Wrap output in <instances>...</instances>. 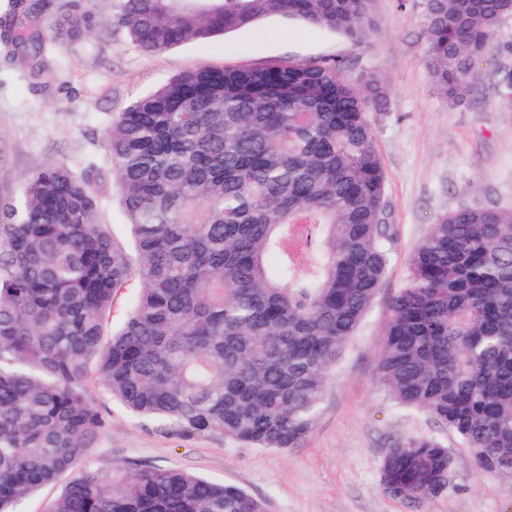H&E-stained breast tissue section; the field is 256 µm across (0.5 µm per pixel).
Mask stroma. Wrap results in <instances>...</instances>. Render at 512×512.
Returning a JSON list of instances; mask_svg holds the SVG:
<instances>
[{
  "label": "stroma",
  "mask_w": 512,
  "mask_h": 512,
  "mask_svg": "<svg viewBox=\"0 0 512 512\" xmlns=\"http://www.w3.org/2000/svg\"><path fill=\"white\" fill-rule=\"evenodd\" d=\"M83 6L87 33L62 44L50 75L33 76L27 63L0 54V201L15 199L48 163L78 174L92 168L101 221L117 242L130 244L106 141L119 112L201 66L338 57L350 62L351 78H374L385 92L369 119L387 175L392 227L382 287L336 365L314 429L298 447H244L219 433L174 435L131 415L95 385L91 392L109 427L94 456L230 483L261 500L265 512H512V486L478 474L448 430L398 407L376 374L391 298L438 216L462 205L512 209V110L501 105L497 86L501 72L512 70V15L502 19L491 49L476 63L473 92L451 106L426 69L423 0H376L378 27L361 42L271 14L256 26L205 44L188 40L157 55L141 51L119 24V0H84ZM425 434L452 454L447 491L420 503L385 492L380 463L387 450Z\"/></svg>",
  "instance_id": "35a3bbf8"
}]
</instances>
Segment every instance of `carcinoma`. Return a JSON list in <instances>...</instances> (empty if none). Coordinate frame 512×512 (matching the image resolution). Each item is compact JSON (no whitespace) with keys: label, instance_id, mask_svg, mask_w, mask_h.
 Instances as JSON below:
<instances>
[{"label":"carcinoma","instance_id":"obj_1","mask_svg":"<svg viewBox=\"0 0 512 512\" xmlns=\"http://www.w3.org/2000/svg\"><path fill=\"white\" fill-rule=\"evenodd\" d=\"M375 0H120L144 52L208 42L268 14L364 39ZM7 53L81 36L65 11L45 39L11 3ZM512 0H424L428 74L450 105L472 88ZM348 63L206 66L126 107L107 132L132 251L99 222L94 169L50 163L0 203V512L68 476L46 512H264L240 488L160 466L91 457L109 423L104 386L130 412L182 435L294 448L390 263L386 175L368 112L378 94ZM307 255L309 264H299ZM141 289L122 328L114 297ZM378 377L396 404L432 417L477 470L512 483V210L461 206L414 249L393 297ZM433 436L388 449L391 495L448 489ZM141 288L140 283L137 280H131L128 282L125 288H123L115 298L112 307V316L106 322V331L111 334L112 331L117 330L126 318L130 311L134 298Z\"/></svg>","mask_w":512,"mask_h":512}]
</instances>
